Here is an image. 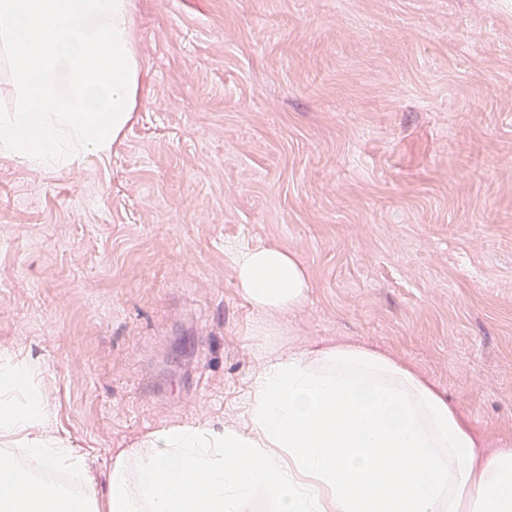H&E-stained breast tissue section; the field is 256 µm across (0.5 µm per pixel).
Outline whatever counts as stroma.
Here are the masks:
<instances>
[{"instance_id": "obj_1", "label": "stroma", "mask_w": 512, "mask_h": 512, "mask_svg": "<svg viewBox=\"0 0 512 512\" xmlns=\"http://www.w3.org/2000/svg\"><path fill=\"white\" fill-rule=\"evenodd\" d=\"M107 159L0 157V349L105 482L173 425L247 424L269 352L367 342L512 439V0H134ZM293 253L259 312L233 257ZM233 263L239 288L259 309L280 312L306 301L311 285L293 254L256 245L238 252Z\"/></svg>"}]
</instances>
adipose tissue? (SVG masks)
Wrapping results in <instances>:
<instances>
[{
  "instance_id": "ef3b65f1",
  "label": "adipose tissue",
  "mask_w": 512,
  "mask_h": 512,
  "mask_svg": "<svg viewBox=\"0 0 512 512\" xmlns=\"http://www.w3.org/2000/svg\"><path fill=\"white\" fill-rule=\"evenodd\" d=\"M239 288L259 309L300 307L298 259L238 252ZM42 367L0 351V512H512V441L488 449L430 381L365 343L269 354L252 381L246 427L151 433L119 454L105 485L71 489L85 459L47 433ZM40 465L27 468V461Z\"/></svg>"
}]
</instances>
